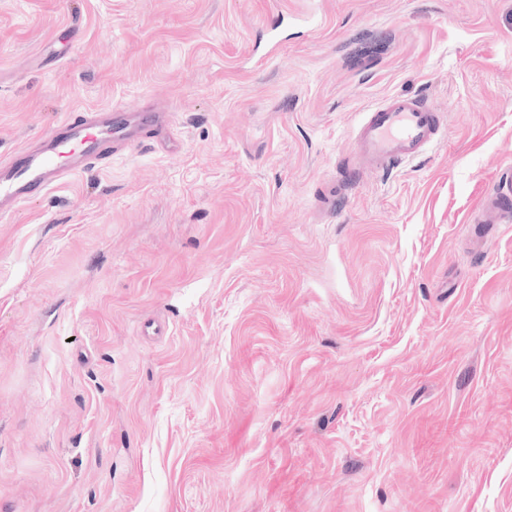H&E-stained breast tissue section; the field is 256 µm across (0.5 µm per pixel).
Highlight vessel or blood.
Segmentation results:
<instances>
[{
    "label": "vessel or blood",
    "instance_id": "vessel-or-blood-1",
    "mask_svg": "<svg viewBox=\"0 0 512 512\" xmlns=\"http://www.w3.org/2000/svg\"><path fill=\"white\" fill-rule=\"evenodd\" d=\"M159 112L132 115L114 107L68 116L23 146L0 158V213L39 195L75 175L105 167L113 151L140 146L142 131L161 134ZM439 112L416 96L396 95L364 112L358 125L360 162L374 170H390L414 160L440 137ZM512 217V169L501 177L482 206V223L500 224Z\"/></svg>",
    "mask_w": 512,
    "mask_h": 512
}]
</instances>
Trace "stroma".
<instances>
[{
  "label": "stroma",
  "mask_w": 512,
  "mask_h": 512,
  "mask_svg": "<svg viewBox=\"0 0 512 512\" xmlns=\"http://www.w3.org/2000/svg\"><path fill=\"white\" fill-rule=\"evenodd\" d=\"M114 105L177 148L0 215V512H512V0H0V156ZM440 112L416 96L396 95L363 113L357 144L362 166L390 170L435 145ZM511 206V207H510ZM482 224H503L512 214V169L508 168L501 177V188L494 190L482 206Z\"/></svg>",
  "instance_id": "stroma-1"
}]
</instances>
